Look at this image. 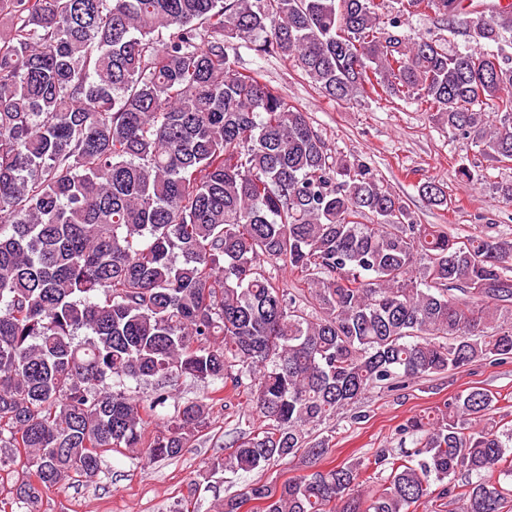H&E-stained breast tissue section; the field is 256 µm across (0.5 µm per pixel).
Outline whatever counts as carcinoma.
<instances>
[{
    "label": "carcinoma",
    "mask_w": 512,
    "mask_h": 512,
    "mask_svg": "<svg viewBox=\"0 0 512 512\" xmlns=\"http://www.w3.org/2000/svg\"><path fill=\"white\" fill-rule=\"evenodd\" d=\"M396 3L0 0V469L25 459L29 512L75 474L94 481L108 452L179 457L224 401H184L145 442L181 377L249 396L258 427L211 470L251 473L326 456L314 427L367 418L372 389L512 361V239L417 223L227 52L237 39L292 61L332 99L417 100L512 161V10ZM422 10L475 47L406 41ZM419 193L448 207L434 182ZM496 403L455 393L402 425L411 452L256 482L210 512H417L435 493L505 512L512 432ZM370 468L390 473L365 495Z\"/></svg>",
    "instance_id": "obj_1"
}]
</instances>
